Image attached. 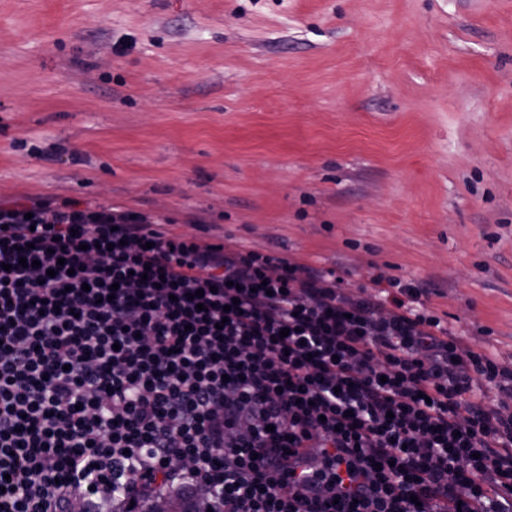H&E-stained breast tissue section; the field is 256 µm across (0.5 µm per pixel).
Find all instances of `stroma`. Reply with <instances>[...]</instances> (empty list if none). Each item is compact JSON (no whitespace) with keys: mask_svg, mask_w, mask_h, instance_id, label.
Masks as SVG:
<instances>
[{"mask_svg":"<svg viewBox=\"0 0 512 512\" xmlns=\"http://www.w3.org/2000/svg\"><path fill=\"white\" fill-rule=\"evenodd\" d=\"M428 289L512 370V0H0V200Z\"/></svg>","mask_w":512,"mask_h":512,"instance_id":"1","label":"stroma"}]
</instances>
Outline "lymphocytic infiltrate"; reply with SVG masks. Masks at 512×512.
I'll return each instance as SVG.
<instances>
[{
    "instance_id": "1",
    "label": "lymphocytic infiltrate",
    "mask_w": 512,
    "mask_h": 512,
    "mask_svg": "<svg viewBox=\"0 0 512 512\" xmlns=\"http://www.w3.org/2000/svg\"><path fill=\"white\" fill-rule=\"evenodd\" d=\"M423 294L112 205L0 201V512L181 484L216 512H512V414L473 393L512 371Z\"/></svg>"
}]
</instances>
